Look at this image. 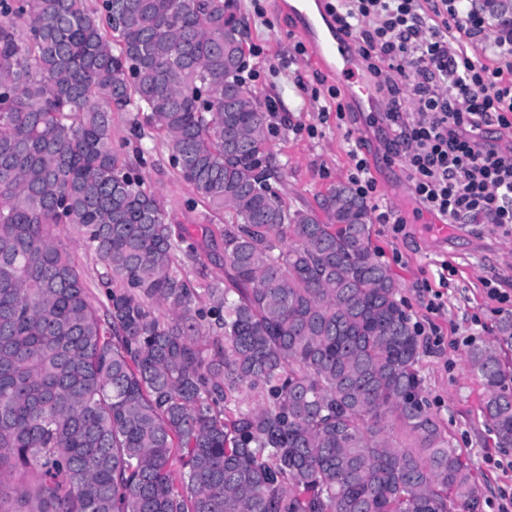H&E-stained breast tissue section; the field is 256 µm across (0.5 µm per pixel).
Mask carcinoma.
<instances>
[{
    "label": "carcinoma",
    "mask_w": 512,
    "mask_h": 512,
    "mask_svg": "<svg viewBox=\"0 0 512 512\" xmlns=\"http://www.w3.org/2000/svg\"><path fill=\"white\" fill-rule=\"evenodd\" d=\"M243 42L234 0H0V512H480L368 205L340 184L323 221L271 192ZM114 112L231 214L206 313ZM62 224L104 269L100 308ZM508 351L512 319L468 353L503 446Z\"/></svg>",
    "instance_id": "1"
}]
</instances>
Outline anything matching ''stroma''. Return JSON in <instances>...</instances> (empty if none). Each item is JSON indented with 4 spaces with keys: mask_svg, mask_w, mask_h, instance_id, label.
Segmentation results:
<instances>
[{
    "mask_svg": "<svg viewBox=\"0 0 512 512\" xmlns=\"http://www.w3.org/2000/svg\"><path fill=\"white\" fill-rule=\"evenodd\" d=\"M243 20L245 62L260 73L250 86L260 108L276 103L283 117L268 133L272 191L290 210L320 213L329 188L348 182L352 153L368 161L377 193L369 200L372 244L377 261L386 265L399 285L398 298L411 322L436 326L443 338L438 348L423 347L418 368L423 396L430 412L448 429L455 448L470 460L481 493V512H499L512 498V447L498 445L492 427L481 412L483 388L466 364L469 350L492 341L502 315L483 288V279H497L512 290V231L492 224H459L447 238L428 236L424 225L434 223L429 213H417L412 184L404 163L387 158L382 135L368 113L346 105V117L337 120L336 106L325 93L334 85L311 55H295L298 41L288 15L277 0H236ZM112 144L132 161L147 185L162 198L175 223L185 225L191 245L179 257L184 274L203 288L224 276L222 247L197 249L204 226L212 224L208 208L195 201L192 188L174 173L166 145L140 136L133 115H112ZM405 218L401 232L381 223L380 213ZM440 292L443 309L432 312L428 302Z\"/></svg>",
    "mask_w": 512,
    "mask_h": 512,
    "instance_id": "obj_1",
    "label": "stroma"
}]
</instances>
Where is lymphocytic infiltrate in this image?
Masks as SVG:
<instances>
[{
  "label": "lymphocytic infiltrate",
  "instance_id": "f902f5d3",
  "mask_svg": "<svg viewBox=\"0 0 512 512\" xmlns=\"http://www.w3.org/2000/svg\"><path fill=\"white\" fill-rule=\"evenodd\" d=\"M465 0H326L387 109L386 153L403 160L421 210L451 224H512V34L494 63L468 54L485 20Z\"/></svg>",
  "mask_w": 512,
  "mask_h": 512
}]
</instances>
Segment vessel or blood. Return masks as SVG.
<instances>
[{
	"label": "vessel or blood",
	"instance_id": "1",
	"mask_svg": "<svg viewBox=\"0 0 512 512\" xmlns=\"http://www.w3.org/2000/svg\"><path fill=\"white\" fill-rule=\"evenodd\" d=\"M286 10L298 23V31L308 43L318 64L338 78L346 98L357 111L375 113L382 105L361 73L359 57L349 39L325 18L320 0H287Z\"/></svg>",
	"mask_w": 512,
	"mask_h": 512
}]
</instances>
